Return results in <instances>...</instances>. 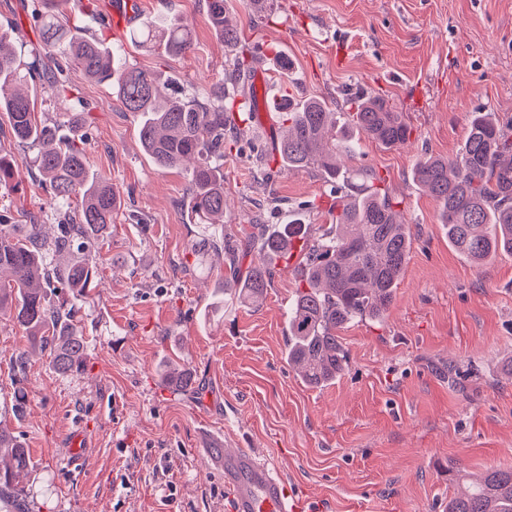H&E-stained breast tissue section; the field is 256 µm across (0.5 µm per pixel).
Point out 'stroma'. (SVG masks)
<instances>
[{"label": "stroma", "instance_id": "35a3bbf8", "mask_svg": "<svg viewBox=\"0 0 512 512\" xmlns=\"http://www.w3.org/2000/svg\"><path fill=\"white\" fill-rule=\"evenodd\" d=\"M113 0H60L87 34L120 45L129 69L179 80L207 100L233 93L235 49L212 28L208 0H137L124 25ZM0 0V32L17 55L42 52L31 7ZM243 44L256 47L269 94L324 99L350 112L365 92L381 95L413 128L387 149L363 138L341 156L349 175L370 169L399 206L411 237L405 271L377 319L344 325L343 374L324 387L289 366L286 310L302 284L300 253L274 263L264 300L236 303L224 290V257L198 242L243 238L250 224L295 215L322 232L332 222L333 186L318 168L264 164L278 137L272 119L251 123L224 154L223 223L200 224L187 205L190 169H160L138 138L142 116L108 84L74 64L63 77L88 114L77 133L93 171L122 205L107 243L88 257L100 267L92 306L77 317L89 340L84 371L55 373L24 332L0 319V416L34 467L21 484L31 512H224V473L206 468L210 436L273 462L324 512H446L452 473L476 481L512 467V255L472 263L448 242L439 205L411 177L421 155L450 158L472 116L512 123V0H226ZM188 19L184 55L132 43L147 20ZM292 63L283 76L279 57ZM11 223L37 219L47 235L64 220L37 175L0 190ZM29 357L28 403L11 411L9 359ZM193 370L198 391L163 383L161 366ZM87 434L81 468L67 456L71 432Z\"/></svg>", "mask_w": 512, "mask_h": 512}]
</instances>
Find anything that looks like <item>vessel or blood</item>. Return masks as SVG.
<instances>
[{
    "mask_svg": "<svg viewBox=\"0 0 512 512\" xmlns=\"http://www.w3.org/2000/svg\"><path fill=\"white\" fill-rule=\"evenodd\" d=\"M204 455L224 472L226 512H320L318 503L299 497L271 461L251 450L208 448Z\"/></svg>",
    "mask_w": 512,
    "mask_h": 512,
    "instance_id": "1",
    "label": "vessel or blood"
}]
</instances>
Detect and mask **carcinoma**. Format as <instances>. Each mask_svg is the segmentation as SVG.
Returning a JSON list of instances; mask_svg holds the SVG:
<instances>
[{"mask_svg":"<svg viewBox=\"0 0 512 512\" xmlns=\"http://www.w3.org/2000/svg\"><path fill=\"white\" fill-rule=\"evenodd\" d=\"M208 12L225 43H241L239 31L226 19L224 0H208ZM37 23L43 48L62 51L86 76L110 84L127 111L145 115L139 139L158 167L193 163L192 212L204 224L224 223V128L236 126L240 111L254 99V50L241 48L233 61L240 100L227 105L220 96L200 104L180 96L172 77L164 81L153 72L119 67L102 40L63 23L55 9L40 12ZM134 38L182 55L191 49L192 28L187 20L168 26L147 20ZM62 72L58 66L18 61L7 35L0 34V112L16 143L37 147L34 163L45 188L68 214V223L58 225L51 239L41 224L20 226L0 216V316L8 314L29 336L31 347L48 353L49 366L67 375L83 368L88 348L74 323V304L93 301L91 288L99 274L97 265L73 255L108 235L120 200L109 179L91 173L85 150L73 137L35 117L33 87L41 84L58 99L73 96ZM271 106L286 129L264 157L280 158L289 171L316 164L329 180L343 177L336 155L344 146L355 152L358 142L336 139V113L325 102L297 101L283 94ZM348 128L387 148L407 144L413 134L403 113L368 93L347 113L341 129ZM22 170L19 161L1 155L0 188L17 189ZM361 176L357 192L336 197V223L316 238L311 237V225L299 219L269 233L254 224L243 243L224 236L229 256L225 279L237 285L241 303L262 298L272 278L267 264L245 263L249 256L282 257L299 247L304 285L286 311L287 357L301 379L313 386L345 370L347 355L337 331L382 314L410 253L406 225L393 200L375 185L377 174L366 169ZM412 177L437 201L441 223L458 252L476 263L498 253L512 254V125L475 114L456 156L422 155ZM63 288L71 307L55 299ZM30 464L28 449L0 426V508L5 512H28L27 492L18 478ZM455 482L448 512H512V468L493 469L472 486L458 478Z\"/></svg>","mask_w":512,"mask_h":512,"instance_id":"carcinoma-1","label":"carcinoma"}]
</instances>
